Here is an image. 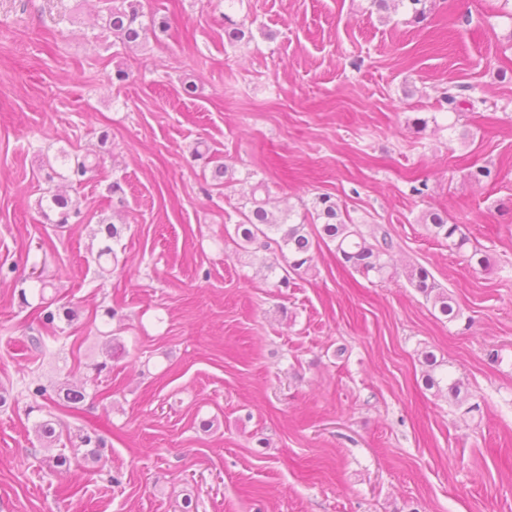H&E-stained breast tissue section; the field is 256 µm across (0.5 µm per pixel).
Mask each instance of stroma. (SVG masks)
Masks as SVG:
<instances>
[{
    "mask_svg": "<svg viewBox=\"0 0 512 512\" xmlns=\"http://www.w3.org/2000/svg\"><path fill=\"white\" fill-rule=\"evenodd\" d=\"M142 4L169 27L126 47L101 0H0V512H512V0H428L419 25L372 0ZM451 84L481 105L449 111ZM258 182L296 222L333 196L396 275L324 246L281 285L279 251L234 232ZM50 190L80 218L42 214ZM434 209L487 268L431 235ZM105 223L124 265L102 275ZM50 298L72 320L45 325ZM425 348L472 412L425 388ZM405 275L408 281L417 288L430 301L432 307L444 316L446 319H454L458 315L455 310L452 298L448 292L436 288L430 280V273L424 267L410 266L406 268ZM430 280V281H429Z\"/></svg>",
    "mask_w": 512,
    "mask_h": 512,
    "instance_id": "obj_1",
    "label": "stroma"
}]
</instances>
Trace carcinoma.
Instances as JSON below:
<instances>
[{"label":"carcinoma","mask_w":512,"mask_h":512,"mask_svg":"<svg viewBox=\"0 0 512 512\" xmlns=\"http://www.w3.org/2000/svg\"><path fill=\"white\" fill-rule=\"evenodd\" d=\"M391 1L398 5L407 3L412 12V21L420 23L424 20V0H377L379 7L384 9L389 8ZM142 17L141 0H118V3L106 8L102 26L110 30L123 45L138 46L148 42L149 37L156 36V29L163 30L167 27L164 18L153 21L149 26L143 23ZM261 188L262 185L257 184L244 196L239 209L241 220L235 225L237 238L247 245L260 241L266 246L272 241L280 253H288V269L295 273L313 270L316 245L308 231V225L302 222L291 223V214H277L270 210L269 199L258 196ZM47 204L48 208L58 211L59 224H67L72 217L80 214L78 204L57 191L50 192ZM314 214L313 222L317 227L318 237L324 243L334 246L336 254L340 255L345 265L364 274L373 272L380 278L393 275L389 261L385 260L391 248L387 238L375 243L369 242L358 232L356 225L343 215L336 200L328 194L318 197ZM423 221L429 225L436 238L450 243L451 247L459 251L468 243V239L459 234V226L448 223V217L439 211L425 214ZM405 275L442 316L447 319L457 317L458 311L454 308L452 298L448 292L430 281V273L426 268L410 266L406 268ZM423 363L427 367L424 376L426 387L439 391L445 388L458 405H463L467 397L464 383L445 375L441 369L442 363L431 352L423 353Z\"/></svg>","instance_id":"carcinoma-1"}]
</instances>
